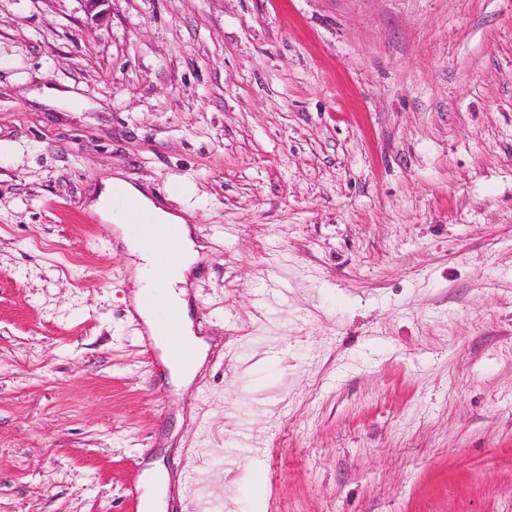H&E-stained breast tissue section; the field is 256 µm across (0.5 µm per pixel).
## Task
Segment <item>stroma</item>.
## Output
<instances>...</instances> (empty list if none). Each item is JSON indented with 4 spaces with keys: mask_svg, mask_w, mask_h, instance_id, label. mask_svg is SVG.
<instances>
[{
    "mask_svg": "<svg viewBox=\"0 0 512 512\" xmlns=\"http://www.w3.org/2000/svg\"><path fill=\"white\" fill-rule=\"evenodd\" d=\"M117 172L203 247L180 389ZM153 467L166 512H512V0H0V512Z\"/></svg>",
    "mask_w": 512,
    "mask_h": 512,
    "instance_id": "35a3bbf8",
    "label": "stroma"
}]
</instances>
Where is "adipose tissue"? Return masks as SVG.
Instances as JSON below:
<instances>
[{
    "label": "adipose tissue",
    "instance_id": "ef3b65f1",
    "mask_svg": "<svg viewBox=\"0 0 512 512\" xmlns=\"http://www.w3.org/2000/svg\"><path fill=\"white\" fill-rule=\"evenodd\" d=\"M126 202L133 203L152 223L172 224L178 228V256L164 281H157L153 276L154 267L161 261L160 255L148 250L143 238L132 236L124 230L126 216L122 205ZM93 209L101 221L122 229L121 242L136 259L132 304L160 349H167L169 340L156 322L158 308L162 305L177 307L180 313L179 339L192 349L193 358L185 364L169 365L168 370L174 382H189L203 364L209 349L206 342L194 336L188 316L187 285L194 266L202 258L190 227L182 215L164 207L144 188L128 182L118 174L105 180Z\"/></svg>",
    "mask_w": 512,
    "mask_h": 512
}]
</instances>
